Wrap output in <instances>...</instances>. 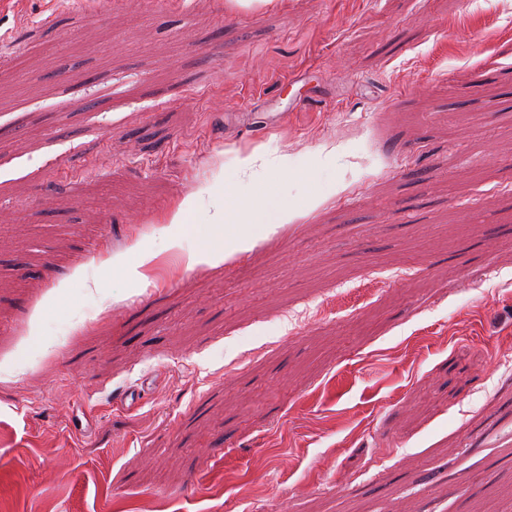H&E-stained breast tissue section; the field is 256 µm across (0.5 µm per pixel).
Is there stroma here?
<instances>
[{"instance_id":"stroma-1","label":"stroma","mask_w":512,"mask_h":512,"mask_svg":"<svg viewBox=\"0 0 512 512\" xmlns=\"http://www.w3.org/2000/svg\"><path fill=\"white\" fill-rule=\"evenodd\" d=\"M228 197L244 241L186 268ZM481 499L512 512V0H0V512Z\"/></svg>"}]
</instances>
